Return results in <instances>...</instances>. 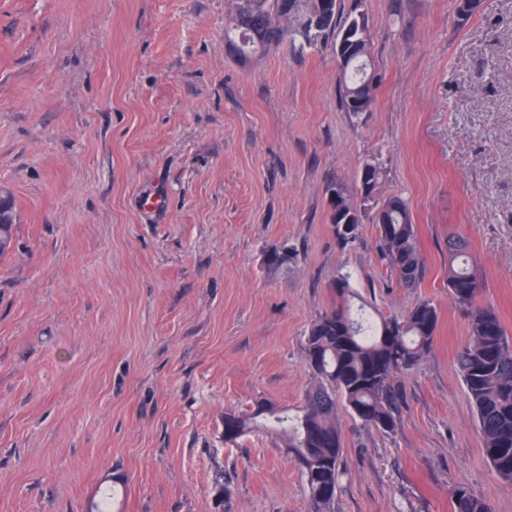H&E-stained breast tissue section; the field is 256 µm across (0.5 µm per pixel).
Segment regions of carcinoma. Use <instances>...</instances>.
<instances>
[{"label":"carcinoma","instance_id":"cac0c4a2","mask_svg":"<svg viewBox=\"0 0 512 512\" xmlns=\"http://www.w3.org/2000/svg\"><path fill=\"white\" fill-rule=\"evenodd\" d=\"M301 0H230L225 40L237 57L261 56L288 41L314 47L323 39L334 44L345 112L373 109L377 85L366 74L371 35L355 7L341 13V0L303 24ZM384 170L363 162L350 182L339 180L337 200H327L330 223L344 246L359 238L361 225L377 229L379 257L395 273L401 288L416 289L426 276L417 224L407 200L383 193ZM352 215L344 233L336 210ZM483 280L469 263L468 240L448 236V293L467 312L469 337L456 351L455 363L476 415L483 452L501 481L512 485V337L497 309L481 302ZM341 304L319 315L308 329L306 362L314 382L303 405L293 413L260 404L249 415L236 416L230 443L248 432L266 429L280 436L301 471L309 512H334L344 475L343 443L337 407L343 404L364 426L390 433L399 422L400 378L417 368L432 348L439 312L421 299L401 316H368L353 309L356 296L350 275L336 276ZM453 512H493L492 505L466 487L452 493Z\"/></svg>","mask_w":512,"mask_h":512}]
</instances>
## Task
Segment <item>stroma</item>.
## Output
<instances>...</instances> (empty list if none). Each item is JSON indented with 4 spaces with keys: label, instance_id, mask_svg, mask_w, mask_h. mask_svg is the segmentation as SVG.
<instances>
[{
    "label": "stroma",
    "instance_id": "35a3bbf8",
    "mask_svg": "<svg viewBox=\"0 0 512 512\" xmlns=\"http://www.w3.org/2000/svg\"><path fill=\"white\" fill-rule=\"evenodd\" d=\"M369 19L372 111L339 106L334 46L240 63L227 0H0V512H308L272 433L224 415L298 409L311 323L338 274L400 315L433 301L431 351L392 433L340 412L335 512H452L462 485L512 512L454 361L468 318L448 236L512 335V0H341ZM368 158L405 197L428 272L398 286L375 225L336 241L325 187ZM294 248L275 266L274 251Z\"/></svg>",
    "mask_w": 512,
    "mask_h": 512
}]
</instances>
